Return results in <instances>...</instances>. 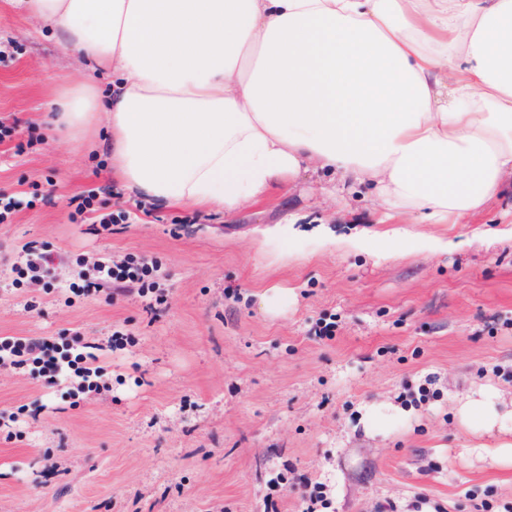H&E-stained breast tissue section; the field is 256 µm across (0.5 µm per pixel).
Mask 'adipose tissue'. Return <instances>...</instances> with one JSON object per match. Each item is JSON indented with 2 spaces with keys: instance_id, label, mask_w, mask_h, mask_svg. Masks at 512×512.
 Wrapping results in <instances>:
<instances>
[{
  "instance_id": "1",
  "label": "adipose tissue",
  "mask_w": 512,
  "mask_h": 512,
  "mask_svg": "<svg viewBox=\"0 0 512 512\" xmlns=\"http://www.w3.org/2000/svg\"><path fill=\"white\" fill-rule=\"evenodd\" d=\"M109 91L53 100L130 190L231 213L309 163L379 197L385 219L456 224L512 177V0H14ZM392 256L425 233L361 236ZM489 433L496 391L457 406Z\"/></svg>"
}]
</instances>
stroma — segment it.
I'll return each mask as SVG.
<instances>
[{"mask_svg":"<svg viewBox=\"0 0 512 512\" xmlns=\"http://www.w3.org/2000/svg\"><path fill=\"white\" fill-rule=\"evenodd\" d=\"M0 337L100 346L102 387L77 397L30 367L0 368V512H442L512 501V431L460 425L459 399L512 405V187L457 224L447 250L398 257L336 238L380 231L362 189L282 179L259 203L161 205L113 181L101 151L61 139L50 102L90 71L0 0ZM96 194L76 214L72 198ZM117 223L103 227L102 216ZM289 222L288 248L262 230ZM48 262L18 273L28 248ZM153 261L162 300L110 287L75 295L102 261ZM288 293L287 308L274 302ZM398 408L391 429L366 407Z\"/></svg>","mask_w":512,"mask_h":512,"instance_id":"obj_1","label":"stroma"}]
</instances>
